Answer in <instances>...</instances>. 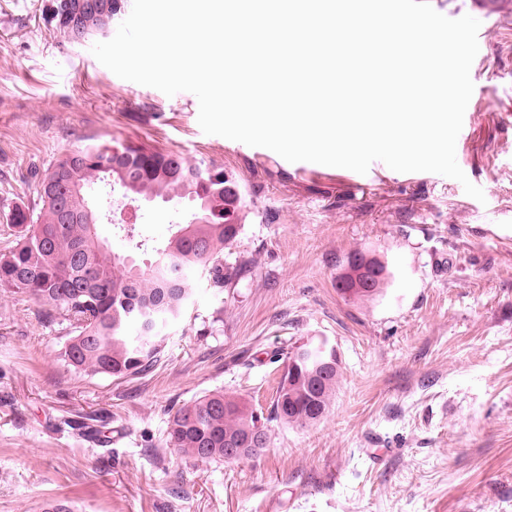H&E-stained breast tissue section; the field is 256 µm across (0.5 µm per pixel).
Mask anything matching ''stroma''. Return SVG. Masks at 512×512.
<instances>
[{"instance_id": "stroma-1", "label": "stroma", "mask_w": 512, "mask_h": 512, "mask_svg": "<svg viewBox=\"0 0 512 512\" xmlns=\"http://www.w3.org/2000/svg\"><path fill=\"white\" fill-rule=\"evenodd\" d=\"M54 0H0V252L16 206L39 210V182L85 143L133 142L214 163L248 207L215 288L168 329L149 372L116 378L68 366L71 327L25 294L0 291V512H512V0L496 8L471 66L474 91L456 159L484 201L429 172L380 161L366 174L217 135L196 96L119 78L93 42L57 29ZM139 237L160 243L186 202H139ZM355 252L387 262L373 301L341 294ZM332 344L340 377L315 425L272 421L258 456L184 457L167 441L179 406L221 391L269 412L276 351Z\"/></svg>"}]
</instances>
